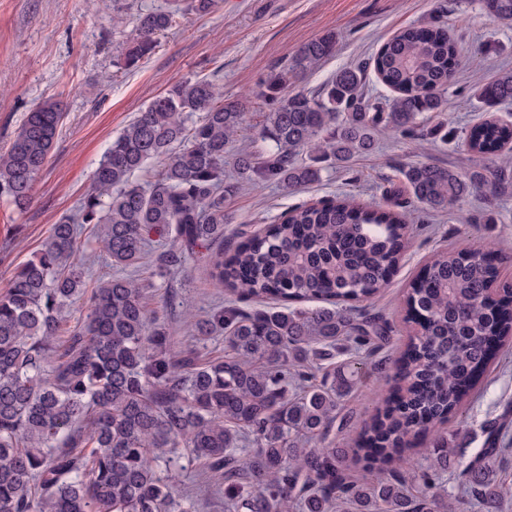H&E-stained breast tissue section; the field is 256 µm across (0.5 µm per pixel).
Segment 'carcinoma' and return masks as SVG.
<instances>
[{
	"label": "carcinoma",
	"mask_w": 512,
	"mask_h": 512,
	"mask_svg": "<svg viewBox=\"0 0 512 512\" xmlns=\"http://www.w3.org/2000/svg\"><path fill=\"white\" fill-rule=\"evenodd\" d=\"M478 2L489 20L512 22V0ZM172 26L168 12L139 13L124 65L150 55ZM335 46L332 34L311 39L267 75L262 135L275 150L239 155L241 179L294 190L319 180L321 163L370 150L379 130L413 136L419 119L444 110L443 91L459 66L447 30L411 26L379 47L373 69L394 92L383 101L365 92L360 68L337 71L315 93L293 89ZM475 96L511 103L512 70L479 83ZM195 112L201 117L188 122ZM62 122L57 102L40 103L0 152V194L16 208L30 202ZM245 123V106L224 100L212 81L174 83L112 140L78 213L53 225L0 290V512H195L171 476L182 448L206 471L224 474V512H288L294 502L302 512H459L461 501L448 498L444 484L448 442L434 443L416 494L388 466L448 420L492 348L512 340V286L491 298L489 253H440L410 286V342L393 394L378 402L353 448L373 474L368 483L348 480L342 450L305 446L328 432L365 363L299 397L290 387L309 381L304 362L332 355L340 340L356 351L388 340L364 310L405 248L409 215L400 197L444 210L474 189L508 183L512 124L487 118L462 132L472 157L500 161L487 176L412 164L401 171L403 186L386 190L392 201L385 206L346 195L300 204L228 254L200 252L224 239V200L240 189L224 179V152ZM305 151L314 153L308 162L298 159ZM153 160L163 161L158 177L134 181ZM80 224L101 228L99 242L116 269L138 267L154 235L162 239L154 275L190 260L215 287L268 299L277 310L228 309L196 321L200 340L224 330V355L198 364L193 351L172 349L140 280L117 273L91 291L85 319L63 340L69 307L87 285L77 258ZM310 302L324 307H303ZM486 432V447L462 474L469 499L492 503L512 491L496 477L498 429Z\"/></svg>",
	"instance_id": "1"
}]
</instances>
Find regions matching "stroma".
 <instances>
[{
    "label": "stroma",
    "mask_w": 512,
    "mask_h": 512,
    "mask_svg": "<svg viewBox=\"0 0 512 512\" xmlns=\"http://www.w3.org/2000/svg\"><path fill=\"white\" fill-rule=\"evenodd\" d=\"M152 9L169 11L175 24L158 36L153 54L137 68L125 69L121 60L136 36L135 19ZM432 21L448 30L461 59L445 93L448 106L441 120L459 129L488 113L512 122V103L487 111L472 96L477 81L512 70V26L489 21L477 0H217L215 10L205 15L194 12L190 0H106L100 7L90 0H0V152L8 149L36 104L58 101L65 114L28 209L18 211L0 197V288L41 248L53 224L76 212L112 139L176 81L213 80L223 86L226 99L244 104L251 128L229 144L224 155V171L233 182L241 152L272 146L259 134L268 109L263 80L270 70L286 64L299 45L328 32L336 35L334 54L308 74L302 84L305 91L317 90L340 69L360 67L367 71L366 92L388 98L391 90L368 70L372 56L400 29ZM438 121L425 122L414 138L381 131L372 150L325 166L319 181L305 187L285 191L274 184L243 186L224 203L225 250L305 202L339 193L382 202L384 190L410 164L472 171L475 163L461 140H443L436 130ZM463 246L493 248L498 283L512 284V190L468 195L449 210L411 205L408 248L387 288L369 307L391 330L389 343L377 353L383 366L341 398L327 435L311 442L315 448L346 449L351 479L369 477L350 448L361 425L372 417L377 395L390 393L394 361L408 342L403 296L435 254ZM134 276L145 282L148 306L158 309L175 346L194 348L200 363L223 355L224 339L216 336L196 344L187 322L229 308L246 313L265 308L249 298L225 296L190 263L163 279L151 276L145 263ZM491 422L500 426L497 477L512 487V348L499 350L476 376L462 407L438 428L437 436L455 451L446 476L449 490H457L460 471L483 448L484 426ZM178 469L179 487L197 496L198 512H224L221 480L188 454Z\"/></svg>",
    "instance_id": "1"
}]
</instances>
